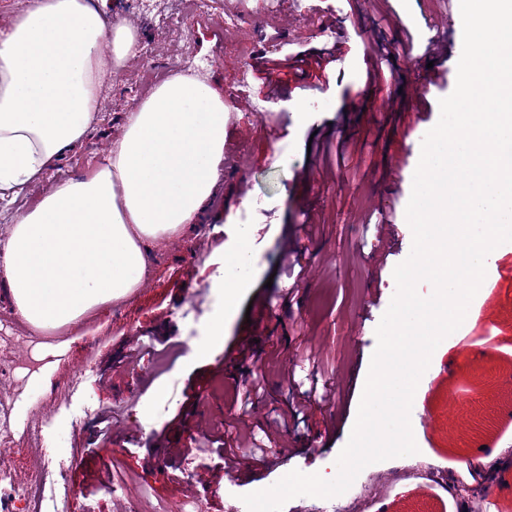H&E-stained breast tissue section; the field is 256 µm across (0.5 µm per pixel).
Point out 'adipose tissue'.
Masks as SVG:
<instances>
[{
	"label": "adipose tissue",
	"instance_id": "ef3b65f1",
	"mask_svg": "<svg viewBox=\"0 0 512 512\" xmlns=\"http://www.w3.org/2000/svg\"><path fill=\"white\" fill-rule=\"evenodd\" d=\"M140 51L139 31L90 0H30L0 31V201L45 185L0 240V284L29 332L76 325L132 294L147 244L181 236L213 195L224 98L185 72L126 113L92 173L45 183L96 121L105 79Z\"/></svg>",
	"mask_w": 512,
	"mask_h": 512
}]
</instances>
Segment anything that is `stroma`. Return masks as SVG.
<instances>
[{
	"mask_svg": "<svg viewBox=\"0 0 512 512\" xmlns=\"http://www.w3.org/2000/svg\"><path fill=\"white\" fill-rule=\"evenodd\" d=\"M178 0H109L106 17L136 26L142 52L104 82L102 108L86 139L49 174L55 181L91 173L120 137L124 116L150 93L142 70L165 79L197 65L223 96L227 111L224 160L198 228L150 242L139 288L87 314L74 327L21 338L9 296L0 290V320L11 321L18 343L0 346V370L35 355L44 364L31 377L0 382V398L15 401L16 426L0 445L8 474L0 493L25 486L53 467L65 443L80 448L66 475L70 512H225L238 497L268 488L292 470L332 472L349 440L377 346L375 329L395 293L393 270L412 247L405 210L423 136L439 120V101L456 85L460 30L446 57L425 51L430 26L448 25V0H209L206 12L182 14ZM389 51L382 82L367 77L371 47ZM336 47V59L316 77L266 73L265 59ZM267 108L255 111L254 103ZM346 139L344 168L326 167L308 147ZM252 213V247L259 263L224 334L207 352L185 346L205 322L184 318L198 295L212 308L213 288L244 211ZM390 223L377 229L381 216ZM304 256L307 270L292 265ZM497 273L475 297V322L449 338L436 376L422 389L411 416L417 460L391 459L363 469L355 486L376 484L362 512H467L451 491L466 477L476 501L512 512V245L502 247ZM336 383L331 403H317L308 426L273 424L270 410L292 388H308L310 363ZM264 378L266 395L248 414L233 404L234 384ZM80 391L59 403L67 383ZM458 402L447 406L448 393ZM499 404L492 430L474 424L479 401ZM55 415L41 440L24 429L34 404ZM159 407L154 424L138 417ZM242 434L268 429L265 461L225 458L210 432L222 421ZM123 467L108 476L111 459Z\"/></svg>",
	"mask_w": 512,
	"mask_h": 512,
	"instance_id": "1",
	"label": "stroma"
}]
</instances>
